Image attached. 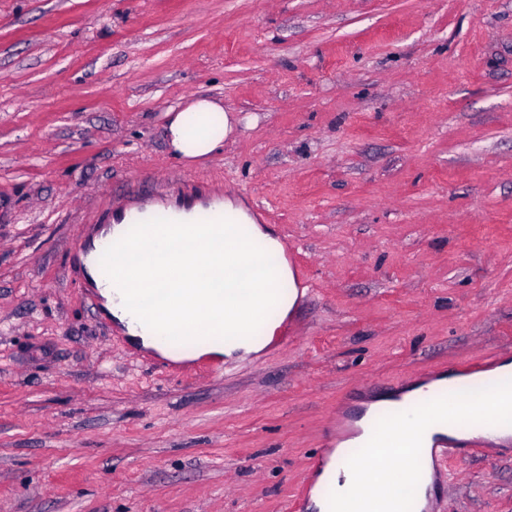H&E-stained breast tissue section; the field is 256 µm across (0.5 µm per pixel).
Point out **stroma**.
Wrapping results in <instances>:
<instances>
[{
  "label": "stroma",
  "instance_id": "stroma-1",
  "mask_svg": "<svg viewBox=\"0 0 512 512\" xmlns=\"http://www.w3.org/2000/svg\"><path fill=\"white\" fill-rule=\"evenodd\" d=\"M204 93L222 153L168 148ZM231 191L291 246L289 340L133 348L69 261L129 201ZM0 512H313L363 393L512 355V0H0ZM429 512H512L463 443ZM166 116L171 150L190 162L220 153L240 122L219 102L205 97L189 100L184 108H171Z\"/></svg>",
  "mask_w": 512,
  "mask_h": 512
}]
</instances>
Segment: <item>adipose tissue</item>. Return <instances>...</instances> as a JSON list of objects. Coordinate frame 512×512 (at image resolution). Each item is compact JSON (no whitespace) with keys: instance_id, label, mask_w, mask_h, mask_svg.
Instances as JSON below:
<instances>
[{"instance_id":"1","label":"adipose tissue","mask_w":512,"mask_h":512,"mask_svg":"<svg viewBox=\"0 0 512 512\" xmlns=\"http://www.w3.org/2000/svg\"><path fill=\"white\" fill-rule=\"evenodd\" d=\"M166 116L171 150L190 162L220 153L239 125L234 113L205 97L169 109ZM182 218V223L145 239L129 237L124 223L113 226L109 239H95L86 266L106 310L146 348L156 344L155 327L168 324L179 338L216 356L260 351L255 326L282 321L299 296L274 229L258 224L247 204L231 197L224 200L223 232L205 233L191 223L190 213ZM109 240L116 246L112 264L119 269L110 281L99 274L103 246ZM130 287L136 290L132 303L126 298ZM455 381V376H440L427 385L407 387L403 394H378L366 402L364 413L349 428L350 438L341 443L342 454L321 475L335 483L340 512H403L406 496L415 497L421 510L427 507L432 481L411 485L397 473L390 483L373 484L369 499L348 495L343 481L354 459L346 451L360 449L362 458L375 468L387 466L400 448L388 439L374 438L377 416L408 408L425 391L445 389Z\"/></svg>"}]
</instances>
